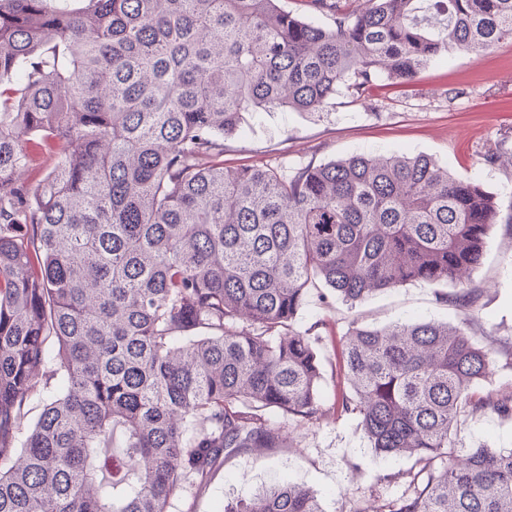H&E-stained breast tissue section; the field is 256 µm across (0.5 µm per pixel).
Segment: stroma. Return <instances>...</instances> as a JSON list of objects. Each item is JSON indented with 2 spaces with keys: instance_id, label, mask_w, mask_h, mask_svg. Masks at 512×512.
I'll return each mask as SVG.
<instances>
[{
  "instance_id": "35a3bbf8",
  "label": "stroma",
  "mask_w": 512,
  "mask_h": 512,
  "mask_svg": "<svg viewBox=\"0 0 512 512\" xmlns=\"http://www.w3.org/2000/svg\"><path fill=\"white\" fill-rule=\"evenodd\" d=\"M499 146L507 162L486 164L482 156ZM424 154L449 172L477 180L494 196L498 222L471 287L481 296L468 319V333L482 345L512 347V41L481 55L436 59L408 84L380 78L364 96L340 89L322 110L248 112L240 135L224 143L225 164L318 165L355 154ZM461 314L440 303L433 288L414 284L377 293L350 306L335 296L311 294L300 328H315L324 369L326 416L301 429L293 447L257 458L242 454L222 462L199 494L182 492L169 512H221L284 482L315 491L325 512H362L401 496L407 457L375 456L351 415L337 414V374L343 336L351 321L384 326L397 321L458 322ZM468 448L512 449V419L495 414L464 421L458 432Z\"/></svg>"
}]
</instances>
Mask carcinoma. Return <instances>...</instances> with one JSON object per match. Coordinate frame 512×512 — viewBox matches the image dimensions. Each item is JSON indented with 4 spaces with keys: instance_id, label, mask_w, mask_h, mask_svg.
Returning <instances> with one entry per match:
<instances>
[{
    "instance_id": "carcinoma-1",
    "label": "carcinoma",
    "mask_w": 512,
    "mask_h": 512,
    "mask_svg": "<svg viewBox=\"0 0 512 512\" xmlns=\"http://www.w3.org/2000/svg\"><path fill=\"white\" fill-rule=\"evenodd\" d=\"M307 2L332 25L279 0H0V512H169L222 461L293 447L324 415L297 328L313 287L476 304L481 184L422 154L228 168L224 140L252 109L316 112L512 40V0ZM491 354L459 324L352 323L337 411L428 476L384 512H512V450L457 439L512 418V394L477 392ZM225 512L324 509L288 483ZM279 5L284 10L303 17L304 19L314 22L315 24L329 27L332 25V20L329 17L312 13L303 0H280Z\"/></svg>"
}]
</instances>
